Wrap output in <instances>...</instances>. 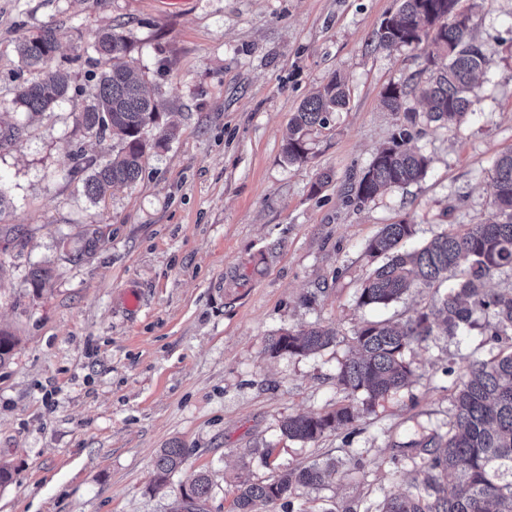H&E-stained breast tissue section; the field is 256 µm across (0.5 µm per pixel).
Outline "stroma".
I'll use <instances>...</instances> for the list:
<instances>
[{"mask_svg":"<svg viewBox=\"0 0 512 512\" xmlns=\"http://www.w3.org/2000/svg\"><path fill=\"white\" fill-rule=\"evenodd\" d=\"M398 0H0V329L18 336L0 365V512H167L198 472L213 483L210 512H232L240 481L327 460L340 476L296 490V512H365L411 491V459L394 446L452 413L454 378L497 352L479 330L410 349L413 377L380 399L352 433L313 442L282 435L288 416L347 403L336 372L365 321L398 322L428 305L413 293L359 307L373 263L366 242L382 225L413 224L412 246L492 216L495 156L512 148V0H462L489 58L472 112L456 127L424 119L413 144L427 176L361 203L346 195L398 117L382 105L392 83L426 80L423 48L383 49L372 32ZM59 42L66 99L28 116L14 105L29 77L18 45L40 28ZM112 28L160 102L138 181L85 196L72 153L104 160L112 141L80 113L103 62L86 47ZM350 102L308 136L309 159L288 164L293 112L334 73ZM102 239L85 252L92 231ZM50 268L43 290L32 266ZM140 301L125 305L127 293ZM311 324L337 342L315 354L271 356L270 336ZM183 467L154 484L153 461L172 443Z\"/></svg>","mask_w":512,"mask_h":512,"instance_id":"stroma-1","label":"stroma"}]
</instances>
